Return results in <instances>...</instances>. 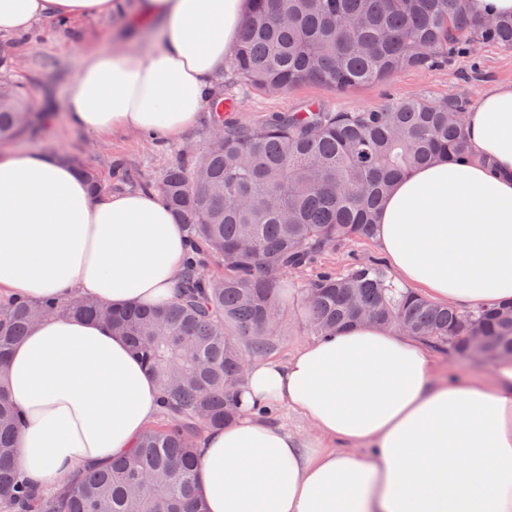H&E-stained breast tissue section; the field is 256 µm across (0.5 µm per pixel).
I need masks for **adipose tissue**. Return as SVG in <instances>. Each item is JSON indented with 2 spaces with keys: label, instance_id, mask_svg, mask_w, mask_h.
<instances>
[{
  "label": "adipose tissue",
  "instance_id": "1",
  "mask_svg": "<svg viewBox=\"0 0 512 512\" xmlns=\"http://www.w3.org/2000/svg\"><path fill=\"white\" fill-rule=\"evenodd\" d=\"M115 0H0V36L56 16H109ZM250 0H140L157 46L90 53L65 96L83 133L182 138L213 93ZM473 154L399 179L377 214L389 275L468 310L512 300V84L465 115ZM186 232L153 188L92 192L67 159L0 152V297L115 307L176 299ZM4 389L19 414L17 469L42 491L133 448L161 390L106 327L42 319ZM243 415L199 438L208 512H512V359L449 380L423 339L369 323L248 367ZM291 410L303 434L259 417Z\"/></svg>",
  "mask_w": 512,
  "mask_h": 512
}]
</instances>
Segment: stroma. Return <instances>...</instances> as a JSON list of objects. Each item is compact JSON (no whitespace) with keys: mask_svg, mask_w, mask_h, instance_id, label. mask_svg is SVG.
Masks as SVG:
<instances>
[{"mask_svg":"<svg viewBox=\"0 0 512 512\" xmlns=\"http://www.w3.org/2000/svg\"><path fill=\"white\" fill-rule=\"evenodd\" d=\"M138 0H124L122 9L108 17H89L58 26L54 18L44 19L32 29L10 37L14 66L0 71V80L27 86L32 111L39 121L7 141L13 150L38 149L77 157L97 168L106 190L158 188L164 170L185 149L203 150L212 132L210 112H202L196 126L183 139L151 138L135 134L91 137L67 118L63 98L76 77L84 57L92 51L111 48L114 37L130 36L133 45L147 48L157 42L153 28L127 34L126 16ZM512 83V49L483 44L470 50H451L433 67L404 70L382 83L366 84L339 91L321 84H307L283 93H262L242 83L228 68L213 76L214 86L224 89L232 102L225 120L252 124L270 112H301L316 106L337 112L374 108L391 98H452L471 108L489 86ZM375 242H350L326 251L313 264L292 272L288 281L301 286L321 272H345L359 262L381 260ZM283 340L275 353L285 360L313 335L298 302L290 294L284 307Z\"/></svg>","mask_w":512,"mask_h":512,"instance_id":"1","label":"stroma"}]
</instances>
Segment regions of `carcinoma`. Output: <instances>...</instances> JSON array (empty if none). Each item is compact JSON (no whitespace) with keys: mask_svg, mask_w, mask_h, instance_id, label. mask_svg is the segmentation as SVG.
<instances>
[{"mask_svg":"<svg viewBox=\"0 0 512 512\" xmlns=\"http://www.w3.org/2000/svg\"><path fill=\"white\" fill-rule=\"evenodd\" d=\"M230 70L264 92L305 84L337 90L422 68L464 44L512 47V15L474 18L466 0H251ZM223 124L217 144L183 154L160 191L189 251L178 301L114 309L0 299V367L49 310L105 322L160 383L163 423L132 451L58 490L33 492L14 465L17 418L0 392V512H206L198 493L196 437L239 415L247 360L277 347L282 275L343 241L371 240L394 181L446 155L471 158L455 101L389 99L354 112H273L255 124L224 122V93L208 101ZM35 116L24 87L0 83V140ZM223 262L224 274L203 268ZM311 333L326 335L372 313L377 323L448 347L460 357L512 348V303L472 310L437 305L360 263L322 272L301 289Z\"/></svg>","mask_w":512,"mask_h":512,"instance_id":"carcinoma-1","label":"carcinoma"}]
</instances>
